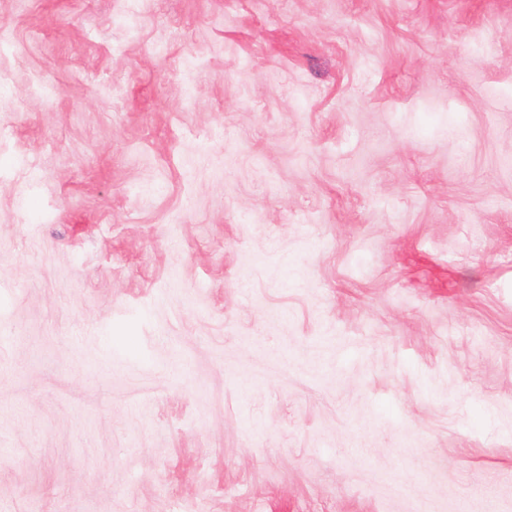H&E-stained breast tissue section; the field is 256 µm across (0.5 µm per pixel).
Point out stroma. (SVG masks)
<instances>
[{
    "label": "stroma",
    "mask_w": 512,
    "mask_h": 512,
    "mask_svg": "<svg viewBox=\"0 0 512 512\" xmlns=\"http://www.w3.org/2000/svg\"><path fill=\"white\" fill-rule=\"evenodd\" d=\"M0 512H512V0H0Z\"/></svg>",
    "instance_id": "1"
}]
</instances>
